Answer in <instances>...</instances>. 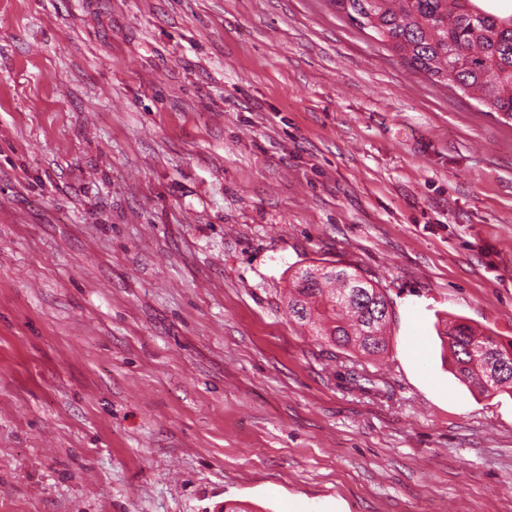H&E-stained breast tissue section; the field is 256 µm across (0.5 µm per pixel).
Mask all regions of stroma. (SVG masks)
<instances>
[{
  "label": "stroma",
  "mask_w": 512,
  "mask_h": 512,
  "mask_svg": "<svg viewBox=\"0 0 512 512\" xmlns=\"http://www.w3.org/2000/svg\"><path fill=\"white\" fill-rule=\"evenodd\" d=\"M313 262L382 359L289 320ZM453 316L512 340V118L330 0H0V512H512ZM288 316L308 326L326 343L364 356L386 350L390 323L382 309L387 301L381 288L347 267L308 265L291 277Z\"/></svg>",
  "instance_id": "1"
}]
</instances>
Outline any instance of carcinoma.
Instances as JSON below:
<instances>
[{
	"label": "carcinoma",
	"mask_w": 512,
	"mask_h": 512,
	"mask_svg": "<svg viewBox=\"0 0 512 512\" xmlns=\"http://www.w3.org/2000/svg\"><path fill=\"white\" fill-rule=\"evenodd\" d=\"M336 12L362 29L436 83L464 93L477 92L492 112L512 116V13L485 10L475 0H331ZM386 295L346 267L308 265L291 277L288 316L308 326L326 343L364 356L386 350L390 317L383 312ZM454 375L482 394L512 392V372L483 383L473 366L487 347L512 358L506 342L479 333L463 319L446 323Z\"/></svg>",
	"instance_id": "carcinoma-1"
}]
</instances>
